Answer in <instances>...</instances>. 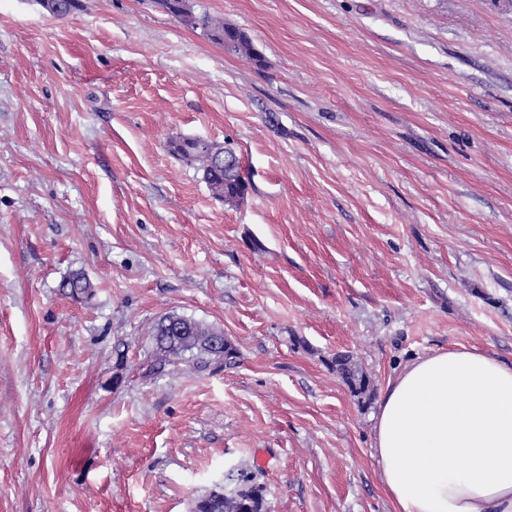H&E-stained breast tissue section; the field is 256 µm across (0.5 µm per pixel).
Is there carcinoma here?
Wrapping results in <instances>:
<instances>
[{
    "label": "carcinoma",
    "mask_w": 512,
    "mask_h": 512,
    "mask_svg": "<svg viewBox=\"0 0 512 512\" xmlns=\"http://www.w3.org/2000/svg\"><path fill=\"white\" fill-rule=\"evenodd\" d=\"M185 25L204 30L217 44L231 48L238 54L259 63L261 59L254 51L252 40L242 31L224 26V20L209 14L194 16ZM207 144L200 138L171 142V152L181 154L197 171L213 193H220L236 201L244 199L248 186L239 181L224 182V164L215 161ZM223 331L180 315H168L155 326V340L159 348L171 353L177 360L192 362V369L204 371L214 365L231 366L240 357L236 345L224 340V348L217 350L212 345V336ZM333 365L336 373L356 396H371L373 381L351 354H336ZM234 486L224 490H212L200 497L195 504V512H266L261 490L252 484L245 471L229 478Z\"/></svg>",
    "instance_id": "obj_1"
}]
</instances>
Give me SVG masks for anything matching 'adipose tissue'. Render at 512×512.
<instances>
[{"label":"adipose tissue","mask_w":512,"mask_h":512,"mask_svg":"<svg viewBox=\"0 0 512 512\" xmlns=\"http://www.w3.org/2000/svg\"><path fill=\"white\" fill-rule=\"evenodd\" d=\"M374 451L394 512H512V365L465 348L411 362L379 399Z\"/></svg>","instance_id":"1"}]
</instances>
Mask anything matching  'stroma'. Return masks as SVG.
I'll list each match as a JSON object with an SVG mask.
<instances>
[{"label":"stroma","mask_w":512,"mask_h":512,"mask_svg":"<svg viewBox=\"0 0 512 512\" xmlns=\"http://www.w3.org/2000/svg\"><path fill=\"white\" fill-rule=\"evenodd\" d=\"M0 0V512H393L376 400L413 359L512 364V0ZM233 148L228 205L170 141ZM84 274L92 297L64 282ZM236 365L161 374L168 315ZM180 1L158 0L157 3L165 11L180 19L183 24L193 29L201 28L204 30L207 36L215 43L230 47L237 54L245 56L255 63L261 62L260 57L254 51L255 47L252 40L244 32L224 26L223 19L205 13L199 16L194 15L190 21H183L178 6ZM221 37L224 38V41L220 39ZM336 373L349 387L355 396H368L373 394V381L363 370L351 354L337 353L332 361ZM229 481L234 487L212 490L200 497L195 504V512H266L261 490L251 484L252 479L247 472L240 470L236 478L231 475ZM243 504L248 511H241Z\"/></svg>","instance_id":"obj_1"}]
</instances>
